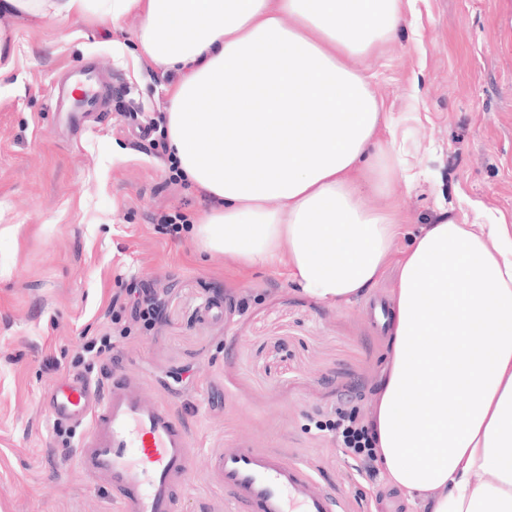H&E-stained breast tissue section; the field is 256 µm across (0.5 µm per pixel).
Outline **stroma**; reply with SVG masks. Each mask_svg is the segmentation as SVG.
<instances>
[{
    "mask_svg": "<svg viewBox=\"0 0 512 512\" xmlns=\"http://www.w3.org/2000/svg\"><path fill=\"white\" fill-rule=\"evenodd\" d=\"M141 21L65 23L0 8V512H119L109 491L71 476L43 406L74 376L83 337L111 326L130 280L162 301L149 326L123 318L112 363L173 402L202 450L267 448L302 463L342 512H418L319 423L354 410L365 421L389 350L365 314L388 298L400 259L442 210L504 214L512 224V0H416L407 24L370 60L414 180L394 201L393 262L368 299L342 307L300 292L286 261L246 267L200 259L188 216L203 201L169 180L144 138L165 111L157 68L134 59ZM97 62L123 91L76 135L51 106L65 68ZM177 512H233L198 458ZM153 220L159 231L165 234L177 233L180 230V225L183 228V225L190 224L188 216L179 207L170 212H161Z\"/></svg>",
    "mask_w": 512,
    "mask_h": 512,
    "instance_id": "obj_1",
    "label": "stroma"
}]
</instances>
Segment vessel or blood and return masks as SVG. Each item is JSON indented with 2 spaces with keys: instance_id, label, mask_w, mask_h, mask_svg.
Listing matches in <instances>:
<instances>
[{
  "instance_id": "vessel-or-blood-1",
  "label": "vessel or blood",
  "mask_w": 512,
  "mask_h": 512,
  "mask_svg": "<svg viewBox=\"0 0 512 512\" xmlns=\"http://www.w3.org/2000/svg\"><path fill=\"white\" fill-rule=\"evenodd\" d=\"M112 89L93 63L63 71L52 105L76 131L87 114L107 111ZM49 418L82 427L75 466L84 483L110 488L120 512H177L178 489L195 457L188 426L173 403L151 399L135 376L113 371L108 386L69 378L46 396ZM211 479L228 491L238 512H339L330 492H316L300 463L254 448L207 453Z\"/></svg>"
}]
</instances>
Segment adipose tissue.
Here are the masks:
<instances>
[{
	"mask_svg": "<svg viewBox=\"0 0 512 512\" xmlns=\"http://www.w3.org/2000/svg\"><path fill=\"white\" fill-rule=\"evenodd\" d=\"M65 21L142 19L143 57L179 74L168 147L212 206L203 248L247 266L287 256L306 295L364 296L391 256L405 161L365 62L413 0H5ZM389 364L368 421L388 484L426 512H512V228L447 214L390 290Z\"/></svg>",
	"mask_w": 512,
	"mask_h": 512,
	"instance_id": "ef3b65f1",
	"label": "adipose tissue"
}]
</instances>
